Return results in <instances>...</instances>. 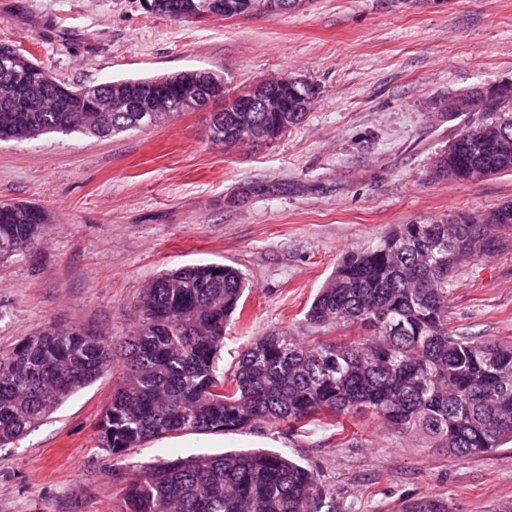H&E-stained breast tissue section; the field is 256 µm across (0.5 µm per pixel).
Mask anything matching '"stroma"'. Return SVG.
I'll return each instance as SVG.
<instances>
[{
	"mask_svg": "<svg viewBox=\"0 0 512 512\" xmlns=\"http://www.w3.org/2000/svg\"><path fill=\"white\" fill-rule=\"evenodd\" d=\"M1 41L74 86L196 70L223 75L235 92L288 77L317 94L299 124L254 148L211 140L220 99L108 138L0 140V201H28L49 217L44 239L0 265V352L52 325L122 345L150 279L218 263L247 283L243 314L224 333L228 369L272 329L316 338L306 311L347 251L397 224L512 201L510 172L471 183L434 173L457 130L487 118L449 119V97L512 83V0H304L284 13L202 21L148 12L144 0H0ZM503 237L448 289L457 333L512 342V229ZM122 373L114 360L0 447V512H121L134 470L211 453L207 434L173 450L148 442L119 461L99 448L97 425ZM245 446L317 467L337 512H405L423 497L448 512L512 502V443L458 459L357 417L225 434V450Z\"/></svg>",
	"mask_w": 512,
	"mask_h": 512,
	"instance_id": "35a3bbf8",
	"label": "stroma"
}]
</instances>
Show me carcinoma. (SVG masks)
<instances>
[{
    "mask_svg": "<svg viewBox=\"0 0 512 512\" xmlns=\"http://www.w3.org/2000/svg\"><path fill=\"white\" fill-rule=\"evenodd\" d=\"M266 0H223L224 17L259 11ZM0 133L30 139L80 132L108 137L146 127L139 112H122L154 82L168 85L166 112L154 124L197 107L195 73L116 80L75 88L14 45L0 43ZM304 80L288 86L276 110L224 108L211 138L259 147L300 122L315 98ZM512 100L496 102L508 118L464 126L458 150L441 155L435 173L468 181L484 165L512 172ZM466 214L399 224L372 249L351 250L309 306L317 330H349L342 342H304L271 330L250 341L220 372L224 329L240 318L244 274L222 264L184 266L142 290L135 331L121 347L124 373L98 425L99 447L119 460L131 448L169 435L246 430L258 423L302 429L325 414L369 412L398 434H418L457 458L512 442V343L460 336L448 329V287L464 260L491 254L501 241L493 216ZM46 212L24 202L0 203V264L33 246ZM112 342L77 326H52L0 354V445L22 437L112 364ZM123 512H336V491L320 473L270 450L172 455L136 474ZM408 512H448L421 498Z\"/></svg>",
    "mask_w": 512,
    "mask_h": 512,
    "instance_id": "obj_1",
    "label": "carcinoma"
}]
</instances>
